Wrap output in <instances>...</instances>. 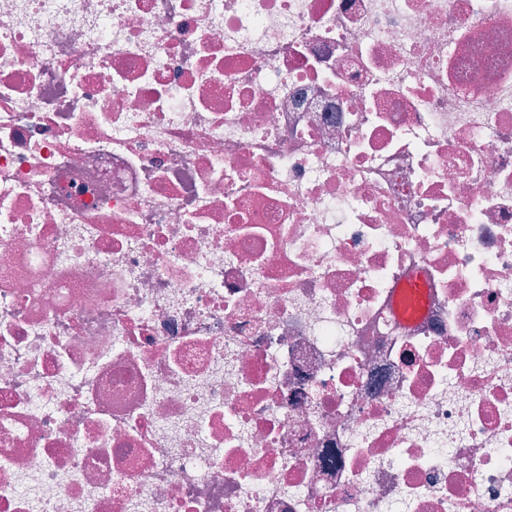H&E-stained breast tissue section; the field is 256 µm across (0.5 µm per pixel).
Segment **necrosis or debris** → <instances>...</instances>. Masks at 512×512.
<instances>
[{"instance_id":"obj_1","label":"necrosis or debris","mask_w":512,"mask_h":512,"mask_svg":"<svg viewBox=\"0 0 512 512\" xmlns=\"http://www.w3.org/2000/svg\"><path fill=\"white\" fill-rule=\"evenodd\" d=\"M0 512H512V0H0Z\"/></svg>"}]
</instances>
